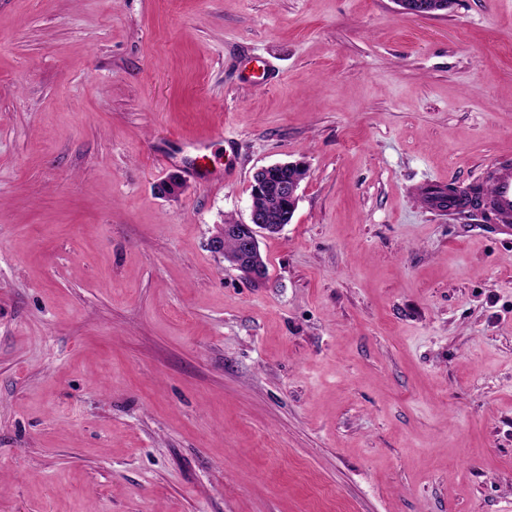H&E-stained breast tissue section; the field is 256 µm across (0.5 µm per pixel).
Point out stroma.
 Here are the masks:
<instances>
[{
    "label": "stroma",
    "mask_w": 512,
    "mask_h": 512,
    "mask_svg": "<svg viewBox=\"0 0 512 512\" xmlns=\"http://www.w3.org/2000/svg\"><path fill=\"white\" fill-rule=\"evenodd\" d=\"M499 159L512 0H0V512H512V230L422 195ZM295 169L299 172H302V175H295L288 182L281 183L288 177V174L285 171L276 168H285ZM274 168V169H270ZM269 169V170H268ZM267 170L265 173V177L272 186H278L271 188L269 184L264 180H259L256 182H252V207L249 214V222L242 224L241 229L242 233L239 229V224H231V222H225L229 225L230 229L227 234L224 235V225L219 229V231L211 238L210 240V248L216 252L220 253L224 256L226 255H236L240 249V238H242L241 251L234 257L230 258L231 266L235 267L239 270L248 280L254 283H262L266 280L262 274H260L257 269L251 265L244 264L243 254L246 252L253 251L258 245V237L262 234L268 233V230L272 227H268L270 224H279L281 220V212L279 209L270 206L268 200L263 196H275L280 203L282 204L285 210H288V218L291 217L292 214L295 213L296 208L298 206L299 194L298 191L300 189V185L302 181L306 178L308 169L304 162H286V163H277L265 167H261L255 171ZM256 195H254V194ZM260 195V196H259ZM263 209L267 212V218L264 211L259 210ZM238 231V232H237ZM241 234V236H240ZM269 234V233H268ZM224 240V250L221 248V241Z\"/></svg>",
    "instance_id": "stroma-1"
}]
</instances>
